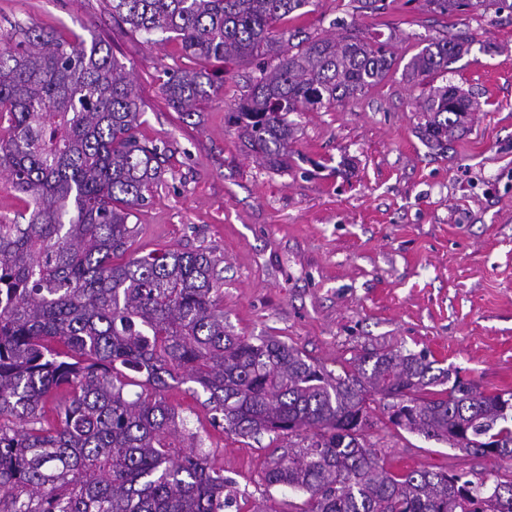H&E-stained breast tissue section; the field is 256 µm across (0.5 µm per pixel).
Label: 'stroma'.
Here are the masks:
<instances>
[{
	"mask_svg": "<svg viewBox=\"0 0 512 512\" xmlns=\"http://www.w3.org/2000/svg\"><path fill=\"white\" fill-rule=\"evenodd\" d=\"M301 36L353 24L388 40L384 81L330 108L293 113L288 163L246 148L232 109L264 58L219 63L185 56L176 39L132 34L112 0H0V35L14 25L67 39H106L143 100L139 140L164 147V175L134 210L129 256L178 249L215 256L224 326L273 336L333 373L372 349L426 352L486 392H512V13L435 14L426 0H314ZM467 38L447 72L408 80L404 68L442 31ZM222 72L224 85L184 119L161 90L164 71ZM458 86L478 103L447 148L418 135V104ZM204 440L214 468L237 483L242 512L266 500L301 512L303 493L266 487L268 436L240 438L200 399L169 393ZM368 441L395 471H512V459L468 455L384 426L372 403Z\"/></svg>",
	"mask_w": 512,
	"mask_h": 512,
	"instance_id": "stroma-1",
	"label": "stroma"
}]
</instances>
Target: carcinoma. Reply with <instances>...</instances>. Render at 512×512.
Here are the masks:
<instances>
[{
	"label": "carcinoma",
	"mask_w": 512,
	"mask_h": 512,
	"mask_svg": "<svg viewBox=\"0 0 512 512\" xmlns=\"http://www.w3.org/2000/svg\"><path fill=\"white\" fill-rule=\"evenodd\" d=\"M427 2L448 16L512 10V0ZM310 4L112 0V12L150 43L174 35L188 57L275 60L233 112L278 169L295 133L289 115L353 98L396 63L388 41L354 26L285 42L283 22ZM466 43L430 39L409 76L448 71ZM217 81L180 71L163 92L189 118ZM419 107L421 139L443 149L474 102L447 84ZM143 115L105 43L22 26L0 37V171L33 201L24 223H0V512H225L229 480L168 399L187 382L224 432L272 436L264 481L307 494L301 512H512V473L395 472L365 434L376 394L396 428L511 458L512 392H481L424 353L393 349L336 375L279 339L228 333L211 255L124 259L132 207L163 177L160 147L135 136Z\"/></svg>",
	"instance_id": "carcinoma-1"
}]
</instances>
